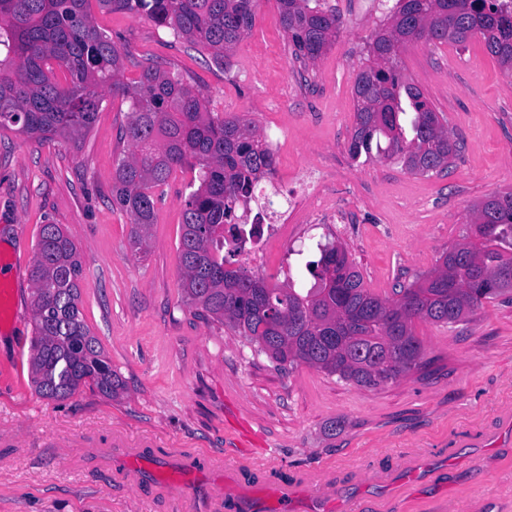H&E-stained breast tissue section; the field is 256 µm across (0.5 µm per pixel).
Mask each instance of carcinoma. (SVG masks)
Returning a JSON list of instances; mask_svg holds the SVG:
<instances>
[{
    "mask_svg": "<svg viewBox=\"0 0 512 512\" xmlns=\"http://www.w3.org/2000/svg\"><path fill=\"white\" fill-rule=\"evenodd\" d=\"M90 2L0 0V128L77 144L92 129L104 91L128 103L122 138L131 151L116 160L112 201L131 219L134 251L145 254L153 190L178 167L198 168V184L183 202L180 262L184 298L203 316L228 325L280 367L304 364L377 388L422 367L415 321L465 325L483 300L512 293V188L477 205L440 264L392 300L365 288L347 251L331 245L306 263L316 280L306 291L272 288L232 267L224 240L242 239L239 204L274 170L268 143L251 120L215 116L199 86L158 63H143L138 80L125 82L121 51L94 24ZM254 2L97 0L108 11L145 13L221 67L251 31ZM278 8L295 58L305 62L317 60L342 25L321 0H278ZM473 36L512 73V12L498 0H396L355 80L351 157L399 161L421 175L449 169L459 145L442 113L403 75L402 52L420 40L463 44ZM35 249L32 386L54 399L85 383L117 393L122 381L79 308L82 264L74 241L61 225L44 224ZM339 252L345 272L332 285Z\"/></svg>",
    "mask_w": 512,
    "mask_h": 512,
    "instance_id": "1",
    "label": "carcinoma"
}]
</instances>
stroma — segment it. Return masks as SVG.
<instances>
[{"label":"stroma","instance_id":"1","mask_svg":"<svg viewBox=\"0 0 512 512\" xmlns=\"http://www.w3.org/2000/svg\"><path fill=\"white\" fill-rule=\"evenodd\" d=\"M119 47L126 81L153 58L199 85L211 112L250 118L280 144L277 175L320 168L337 205L268 257L265 279L308 288L317 242L340 243L366 288L393 297L430 272L474 206L512 187V76L482 40L410 45L406 75L448 121L461 150L449 171L415 175L347 151L361 51L386 11L346 20L315 62L296 61L276 0H256L250 34L215 66L204 49L146 15L93 9ZM127 107L105 97L79 144L0 129V256L30 278L40 227L59 224L82 262L80 308L123 388L69 397L34 392L29 306L0 309V512H512V301L484 300L468 324L416 321L424 367L377 389L301 365L278 369L253 344L188 305L180 288L182 203L195 172L158 189L150 248L133 256L112 204ZM144 457L184 463L189 492L144 476Z\"/></svg>","mask_w":512,"mask_h":512}]
</instances>
